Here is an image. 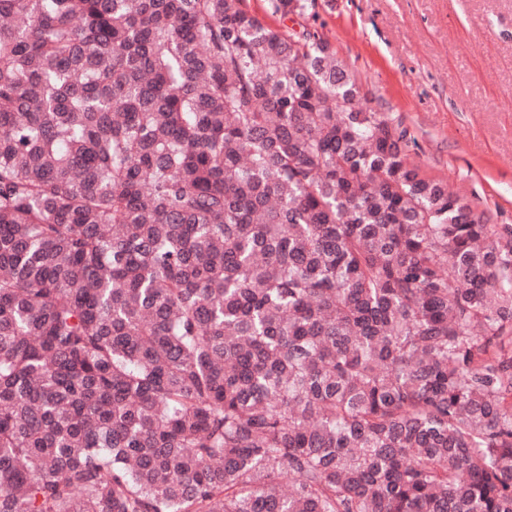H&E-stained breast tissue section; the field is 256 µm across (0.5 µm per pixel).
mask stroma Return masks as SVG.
Listing matches in <instances>:
<instances>
[{
    "mask_svg": "<svg viewBox=\"0 0 512 512\" xmlns=\"http://www.w3.org/2000/svg\"><path fill=\"white\" fill-rule=\"evenodd\" d=\"M273 28H317L362 85L367 106L402 121L410 156L449 189L512 225V0H316Z\"/></svg>",
    "mask_w": 512,
    "mask_h": 512,
    "instance_id": "obj_1",
    "label": "stroma"
}]
</instances>
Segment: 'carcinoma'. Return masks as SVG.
Listing matches in <instances>:
<instances>
[{"mask_svg": "<svg viewBox=\"0 0 512 512\" xmlns=\"http://www.w3.org/2000/svg\"><path fill=\"white\" fill-rule=\"evenodd\" d=\"M360 101L242 0H0V512H512V226Z\"/></svg>", "mask_w": 512, "mask_h": 512, "instance_id": "1", "label": "carcinoma"}]
</instances>
